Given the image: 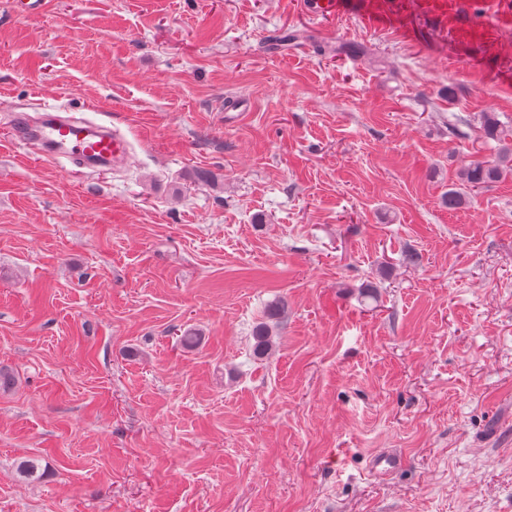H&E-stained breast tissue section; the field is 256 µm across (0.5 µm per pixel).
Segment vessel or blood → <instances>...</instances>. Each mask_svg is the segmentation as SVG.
<instances>
[{"label":"vessel or blood","instance_id":"vessel-or-blood-1","mask_svg":"<svg viewBox=\"0 0 512 512\" xmlns=\"http://www.w3.org/2000/svg\"><path fill=\"white\" fill-rule=\"evenodd\" d=\"M9 136L17 142L38 141L43 160L56 164L67 159L84 174H106L127 157L122 138L82 116L47 113L36 126L27 113L17 112L12 116Z\"/></svg>","mask_w":512,"mask_h":512}]
</instances>
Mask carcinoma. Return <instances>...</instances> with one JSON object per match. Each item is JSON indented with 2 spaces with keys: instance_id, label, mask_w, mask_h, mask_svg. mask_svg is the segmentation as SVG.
Listing matches in <instances>:
<instances>
[{
  "instance_id": "carcinoma-1",
  "label": "carcinoma",
  "mask_w": 512,
  "mask_h": 512,
  "mask_svg": "<svg viewBox=\"0 0 512 512\" xmlns=\"http://www.w3.org/2000/svg\"><path fill=\"white\" fill-rule=\"evenodd\" d=\"M481 130L484 138L498 143L499 156L495 160H474L462 171L461 186L449 188L442 197V203L450 210L464 203V187L478 190L512 174V124H505L494 114L485 113L481 120ZM279 315L280 307L272 306L268 312V321L260 323L253 330V353L256 357H264L274 347L272 324L277 322Z\"/></svg>"
}]
</instances>
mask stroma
<instances>
[{"mask_svg":"<svg viewBox=\"0 0 512 512\" xmlns=\"http://www.w3.org/2000/svg\"><path fill=\"white\" fill-rule=\"evenodd\" d=\"M299 2L0 0V512H512V175L440 204L512 0ZM45 107L130 163L38 161ZM280 307L275 304L268 312V321L262 322L253 330V353L256 357L262 358L267 355L275 345L272 323L277 322L280 315Z\"/></svg>","mask_w":512,"mask_h":512,"instance_id":"obj_1","label":"stroma"}]
</instances>
